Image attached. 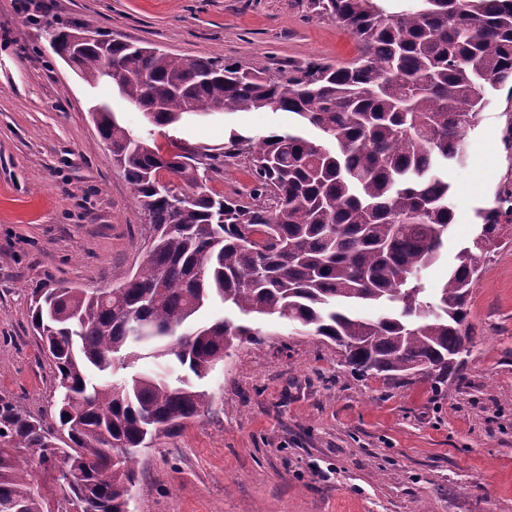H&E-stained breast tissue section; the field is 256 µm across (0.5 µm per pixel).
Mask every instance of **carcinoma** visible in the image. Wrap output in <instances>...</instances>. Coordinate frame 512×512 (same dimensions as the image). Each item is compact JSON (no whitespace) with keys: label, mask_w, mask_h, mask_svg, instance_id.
<instances>
[{"label":"carcinoma","mask_w":512,"mask_h":512,"mask_svg":"<svg viewBox=\"0 0 512 512\" xmlns=\"http://www.w3.org/2000/svg\"><path fill=\"white\" fill-rule=\"evenodd\" d=\"M357 42L348 66L312 60L282 84L259 68L108 40L76 58L88 83L105 68L141 74L122 95L156 127L190 116L270 109L301 131L224 151L164 150L100 113L98 130L134 186L151 229L137 269L90 293L33 292L32 327L55 367L58 421L0 399V505L12 512H128L142 449L209 412V393L136 368L162 358L201 380L235 341L261 330L208 320L216 300L245 316L297 323L346 347L340 366L404 384L441 377L473 337L467 297L512 198L477 212L481 233L462 247L441 287L422 273L455 222L448 169L464 161L465 129L512 83V0H310ZM251 156L252 202L208 192L200 169ZM382 308L366 318L360 309ZM58 484L63 497L53 496Z\"/></svg>","instance_id":"obj_1"}]
</instances>
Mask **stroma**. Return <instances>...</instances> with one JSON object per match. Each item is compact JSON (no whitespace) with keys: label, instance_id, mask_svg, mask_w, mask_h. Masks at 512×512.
<instances>
[{"label":"stroma","instance_id":"obj_1","mask_svg":"<svg viewBox=\"0 0 512 512\" xmlns=\"http://www.w3.org/2000/svg\"><path fill=\"white\" fill-rule=\"evenodd\" d=\"M56 21L260 66L283 83L311 60L345 66L359 53L309 0H0V398L46 417L57 395L31 328L33 289L105 290L143 255L136 195L93 109L161 146L218 148L233 130L259 140L295 125L261 110L149 128L110 84L85 82L52 52L45 30ZM487 96L464 165L448 174L455 224L423 274L429 288L475 236L476 211L512 185V89ZM203 182L249 201L248 155ZM468 311L474 345L438 386L352 374L336 345L285 318L263 321L261 341L234 345L202 380L211 411L142 453L129 512H512V216L500 218Z\"/></svg>","mask_w":512,"mask_h":512}]
</instances>
